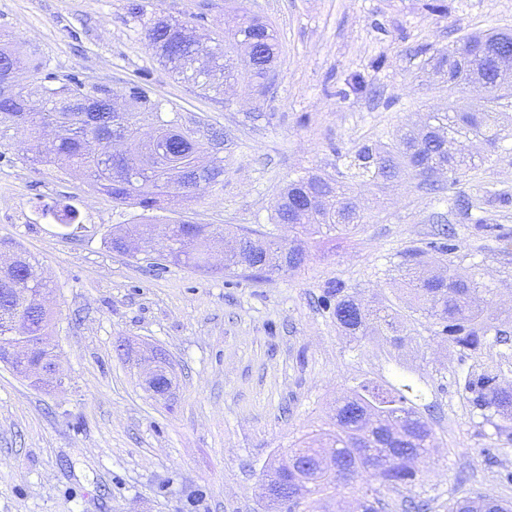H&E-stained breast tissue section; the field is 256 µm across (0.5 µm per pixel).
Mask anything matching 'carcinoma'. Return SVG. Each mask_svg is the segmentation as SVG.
I'll list each match as a JSON object with an SVG mask.
<instances>
[{"mask_svg":"<svg viewBox=\"0 0 512 512\" xmlns=\"http://www.w3.org/2000/svg\"><path fill=\"white\" fill-rule=\"evenodd\" d=\"M127 14L140 25L148 46L174 78L204 90H220L221 81L235 82L238 70L230 64L228 51L247 45L251 53L244 69L251 79L264 83L277 58L276 36L270 26L256 17L242 16L215 46L206 48L183 37L188 22L147 11L141 0H128ZM509 37L504 32L467 34L448 50L434 57V68L448 90L472 83L485 86L484 107L473 112L450 106L446 112H430L418 129H408L386 145L361 143L347 165L350 178L388 183L407 174L423 175L444 169L453 176L475 166L466 143L478 141L490 148L505 138L500 117L504 101L512 98V78L483 58L488 41ZM20 55L6 43L0 44V145L12 130L23 129L34 140L30 160L47 166L65 165L83 176L93 188L118 205L141 210L139 218L122 225L130 235L151 229L165 243L163 258L197 269L208 268V252L214 231L208 224H152L150 214L164 210L174 198L191 200L200 192L224 181V151L230 142L224 129L204 118L186 117L177 109H165L147 89L132 84L123 94L122 121L114 124L115 96L110 87L89 89L76 77L58 86L45 76L40 86V106H31L24 87L12 88L21 71ZM123 137L128 152H112V139ZM352 184L319 174H306L288 183L274 205L277 224H293L301 237L288 245L264 243L248 232L237 235L242 253L225 257V268L250 260L260 264L256 278L283 270H298L308 260L303 237L324 231L354 234L363 217L352 196ZM456 250L449 235L432 241L425 249L408 252L405 259L407 288L413 296L410 314L431 322L435 335L471 355L484 347L506 344L509 338L485 315L494 289L476 275L462 277L453 270L431 274L422 257L430 252L447 254ZM14 262L0 270V337L23 311L36 323V335L47 336L52 315L35 303L27 288L45 284L34 272L31 259L13 254ZM324 301L332 309L336 326L346 336H366L374 327H384L395 336L406 331L400 311L392 305L369 306L349 293L344 283L328 286ZM458 384L472 409L495 429V437L512 433V381L471 366L458 377ZM418 390L402 379L398 384L368 382L352 389L336 404V429L327 434L326 447L336 452V472L318 466L319 446L302 440L292 452L309 464L303 471L308 483L296 485L295 498L279 499L263 494L270 512H308L312 495L348 489L357 495V512H381L380 491L364 481L366 475L385 486L415 484L418 465L429 456L434 433L429 420L414 399ZM296 465L269 467L265 477L295 485ZM448 512H512V504L486 496H466L448 505Z\"/></svg>","mask_w":512,"mask_h":512,"instance_id":"carcinoma-1","label":"carcinoma"}]
</instances>
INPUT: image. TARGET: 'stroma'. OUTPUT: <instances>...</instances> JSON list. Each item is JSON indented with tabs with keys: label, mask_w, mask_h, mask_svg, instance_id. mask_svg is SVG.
Listing matches in <instances>:
<instances>
[{
	"label": "stroma",
	"mask_w": 512,
	"mask_h": 512,
	"mask_svg": "<svg viewBox=\"0 0 512 512\" xmlns=\"http://www.w3.org/2000/svg\"><path fill=\"white\" fill-rule=\"evenodd\" d=\"M147 2L203 38L242 12L265 20L279 43L271 88L241 82L216 95L175 80L128 21L127 0H0V34L39 66L20 77L29 89L47 74L120 94L139 82L153 99L223 127L234 144L223 185L173 202L155 221L241 228L259 239L295 238L272 221L290 180L335 176L362 141H389L447 110L448 86L430 72V56L469 33L512 32V0ZM353 74L373 93L351 92ZM26 149L19 134L0 146V240L30 256L51 289L50 343L64 384L41 388L0 363V512H264L271 462L332 430L337 398L360 381L402 375L431 409L437 449L415 486L382 489L384 512H401L415 495L430 512L466 495L512 501V444L485 457L493 429L457 384L459 351L423 319L399 341L386 331L353 340L321 304L339 280L361 299L403 306L406 252L445 225L458 248L433 266L478 269L495 290L487 314L512 333V138L437 193L410 176L388 188L358 185V233L309 236L305 268L261 280L225 269L217 248L205 271L155 265L157 241L133 256L112 251L113 227L138 208L28 161ZM487 190L495 197L482 207L461 206ZM61 200L78 209L76 224L55 223L50 210ZM154 350L174 376L162 399L140 378Z\"/></svg>",
	"instance_id": "35a3bbf8"
}]
</instances>
